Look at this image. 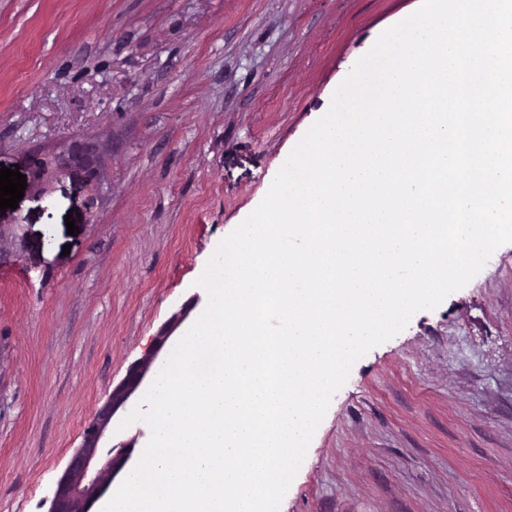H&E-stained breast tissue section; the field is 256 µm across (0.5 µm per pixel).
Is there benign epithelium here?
<instances>
[{
    "instance_id": "1",
    "label": "benign epithelium",
    "mask_w": 512,
    "mask_h": 512,
    "mask_svg": "<svg viewBox=\"0 0 512 512\" xmlns=\"http://www.w3.org/2000/svg\"><path fill=\"white\" fill-rule=\"evenodd\" d=\"M61 168L58 158L39 157L35 166L38 182H44ZM170 335L171 331L164 330L156 336L154 347L128 369L124 380L113 389L107 402L85 428L83 444L58 483L51 512H92L94 504L110 488L128 455L124 451L105 460L100 455V448L113 432V418L141 388Z\"/></svg>"
}]
</instances>
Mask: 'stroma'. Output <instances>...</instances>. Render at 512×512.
<instances>
[{"mask_svg": "<svg viewBox=\"0 0 512 512\" xmlns=\"http://www.w3.org/2000/svg\"><path fill=\"white\" fill-rule=\"evenodd\" d=\"M421 0H0V512H50L96 411ZM77 231L68 234L67 214ZM280 512H512V243L356 361Z\"/></svg>", "mask_w": 512, "mask_h": 512, "instance_id": "obj_1", "label": "stroma"}]
</instances>
